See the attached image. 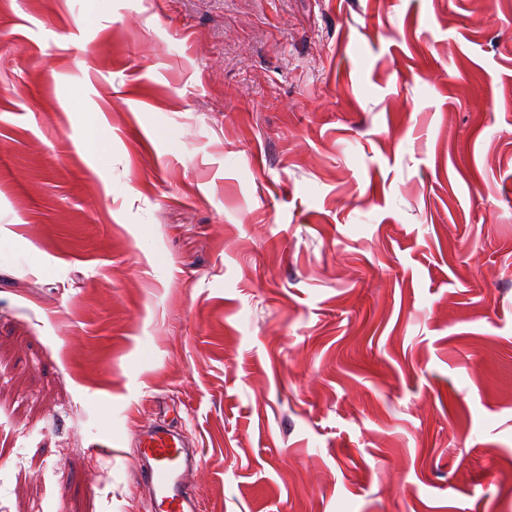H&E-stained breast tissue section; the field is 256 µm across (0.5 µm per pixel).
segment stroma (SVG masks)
<instances>
[{"instance_id": "obj_1", "label": "stroma", "mask_w": 512, "mask_h": 512, "mask_svg": "<svg viewBox=\"0 0 512 512\" xmlns=\"http://www.w3.org/2000/svg\"><path fill=\"white\" fill-rule=\"evenodd\" d=\"M0 512H512V0H0ZM137 443L141 475L151 489L150 512L203 511L187 486V476L197 465L201 449H189L178 432L158 422L140 430Z\"/></svg>"}]
</instances>
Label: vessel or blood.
I'll list each match as a JSON object with an SVG mask.
<instances>
[{
  "instance_id": "obj_1",
  "label": "vessel or blood",
  "mask_w": 512,
  "mask_h": 512,
  "mask_svg": "<svg viewBox=\"0 0 512 512\" xmlns=\"http://www.w3.org/2000/svg\"><path fill=\"white\" fill-rule=\"evenodd\" d=\"M137 443L141 475L151 489L150 512H202L187 486L200 449L188 447L178 432L158 422L140 430Z\"/></svg>"
}]
</instances>
